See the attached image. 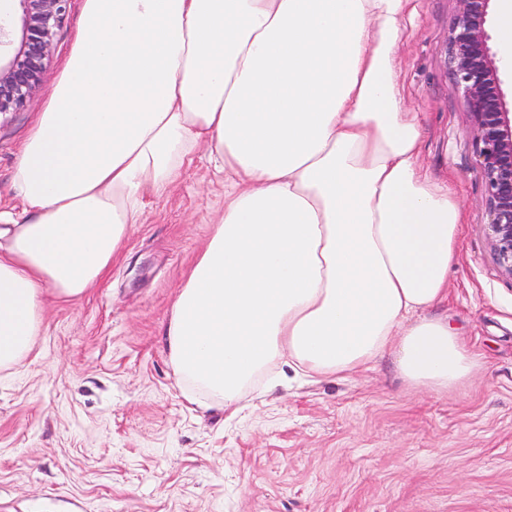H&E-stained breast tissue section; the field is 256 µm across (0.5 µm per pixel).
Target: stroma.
Instances as JSON below:
<instances>
[{
    "mask_svg": "<svg viewBox=\"0 0 512 512\" xmlns=\"http://www.w3.org/2000/svg\"><path fill=\"white\" fill-rule=\"evenodd\" d=\"M399 51L421 162L463 204L438 312L479 356L459 388L404 382L390 356L346 378L255 384L229 416L179 381L159 331L224 205L199 150L149 198L105 280L48 300L34 350L0 370V512H512V278L493 255L473 130L452 74L458 0H415ZM71 0L33 103L0 115V210L75 38Z\"/></svg>",
    "mask_w": 512,
    "mask_h": 512,
    "instance_id": "1",
    "label": "stroma"
}]
</instances>
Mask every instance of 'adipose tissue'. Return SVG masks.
<instances>
[{
  "label": "adipose tissue",
  "mask_w": 512,
  "mask_h": 512,
  "mask_svg": "<svg viewBox=\"0 0 512 512\" xmlns=\"http://www.w3.org/2000/svg\"><path fill=\"white\" fill-rule=\"evenodd\" d=\"M411 0H83L0 211V369L46 296L81 299L198 149L228 185L161 330L232 409L282 364L346 378L391 354L448 390L479 365L447 318L461 204L421 172L396 52Z\"/></svg>",
  "instance_id": "obj_1"
}]
</instances>
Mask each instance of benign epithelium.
I'll list each match as a JSON object with an SVG mask.
<instances>
[{
	"mask_svg": "<svg viewBox=\"0 0 512 512\" xmlns=\"http://www.w3.org/2000/svg\"><path fill=\"white\" fill-rule=\"evenodd\" d=\"M17 46L0 63V115L33 101L70 0H17ZM449 38L457 85L474 130V157L484 180L482 204L489 239L502 272L512 278V113L504 110L498 70L486 32L491 0H459Z\"/></svg>",
	"mask_w": 512,
	"mask_h": 512,
	"instance_id": "benign-epithelium-1",
	"label": "benign epithelium"
}]
</instances>
